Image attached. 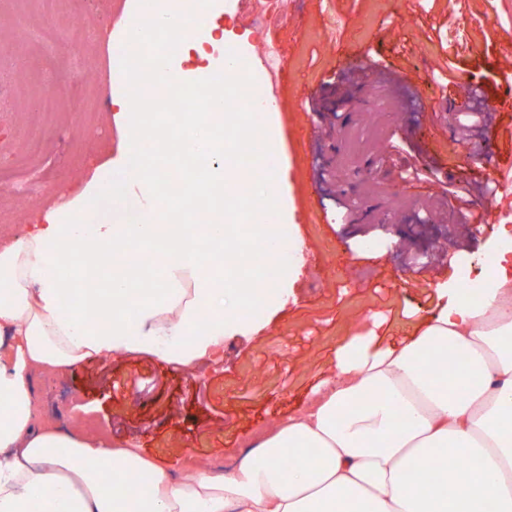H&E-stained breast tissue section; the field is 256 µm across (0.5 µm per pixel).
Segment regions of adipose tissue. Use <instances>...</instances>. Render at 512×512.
<instances>
[{"label": "adipose tissue", "mask_w": 512, "mask_h": 512, "mask_svg": "<svg viewBox=\"0 0 512 512\" xmlns=\"http://www.w3.org/2000/svg\"><path fill=\"white\" fill-rule=\"evenodd\" d=\"M186 28L171 8L128 25L135 44L170 36L166 51L125 58L137 79L114 90L110 104L122 119L120 161L127 183L99 165L73 197L51 206L24 231L0 244V512H32L36 490L49 491L46 512H512V279L487 277L483 305L457 302L396 351L352 353L337 361L302 416L278 423L232 472L189 469L171 479L134 449L76 432H60L38 409L32 378L84 361L149 351L181 366L224 347V328L240 323L247 301L264 303L274 282L224 292V267L214 255L236 242L223 223L224 207L194 206L208 223L156 221L166 169L145 152L149 136L131 110L133 98L183 79ZM215 91L213 111L188 112L157 137L180 140L203 160L196 177L231 196L250 197L260 160L254 144L270 146L268 126L251 128L235 150L247 163L227 167L224 143L214 136L245 113L224 109ZM258 225L254 253L270 263L283 248L273 227L281 217L274 192ZM155 248L161 283L146 290L145 273L122 262L131 244ZM80 280L74 301L64 298L60 263ZM104 287H91L94 279ZM96 310L89 318L88 310ZM436 350L455 366L437 377L427 367ZM421 457L435 478L409 486L406 474ZM110 472L104 486L102 472ZM138 472L146 495L126 483Z\"/></svg>", "instance_id": "adipose-tissue-1"}]
</instances>
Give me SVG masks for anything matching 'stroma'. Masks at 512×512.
Wrapping results in <instances>:
<instances>
[{
  "mask_svg": "<svg viewBox=\"0 0 512 512\" xmlns=\"http://www.w3.org/2000/svg\"><path fill=\"white\" fill-rule=\"evenodd\" d=\"M210 22L238 26L209 46L248 55L254 38L246 5L211 0ZM263 30L282 52L281 96L291 112L268 119L271 175L282 203L280 233L299 241L283 266L282 295L263 316L224 330V351L196 367L152 353L91 358L34 386L54 423L88 425L96 437L156 459L170 477L190 461L212 473L237 468L268 423L305 413L340 355L377 354L416 336L458 294L461 274L479 276L500 225L461 230L462 214L437 209L444 183L477 163L466 141L431 139L428 126L458 125L472 88L491 99L512 83V0H282ZM379 81L364 92L356 68ZM414 72V85L387 81ZM448 102L447 111L436 106ZM97 134L82 140L79 118L63 111L42 124L41 199L69 198L95 165L117 154L119 133L99 94ZM412 164L420 179H401ZM399 225L391 233L389 225Z\"/></svg>",
  "mask_w": 512,
  "mask_h": 512,
  "instance_id": "35a3bbf8",
  "label": "stroma"
}]
</instances>
